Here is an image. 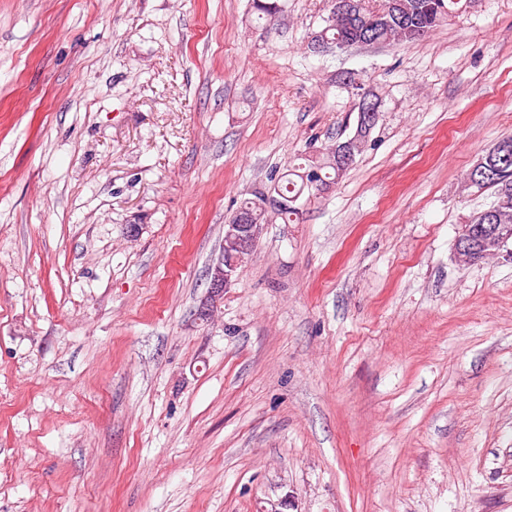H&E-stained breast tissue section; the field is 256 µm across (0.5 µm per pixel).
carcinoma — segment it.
<instances>
[{
  "label": "carcinoma",
  "instance_id": "carcinoma-1",
  "mask_svg": "<svg viewBox=\"0 0 512 512\" xmlns=\"http://www.w3.org/2000/svg\"><path fill=\"white\" fill-rule=\"evenodd\" d=\"M331 0L326 26L315 36L321 45L339 48L343 43L367 41L410 42L428 36L434 29L459 11L461 0ZM512 135L502 139L481 157L483 166L492 171L489 176L473 172L467 174L468 186L492 190L495 200L489 208L478 211L468 219V224H498L512 233ZM350 164L343 160L338 149H330L305 159L281 175L272 178L266 191L241 201L238 210L251 214L255 224H266L280 219L284 224L300 220V211L293 199L305 194L310 196L324 191L338 182Z\"/></svg>",
  "mask_w": 512,
  "mask_h": 512
}]
</instances>
